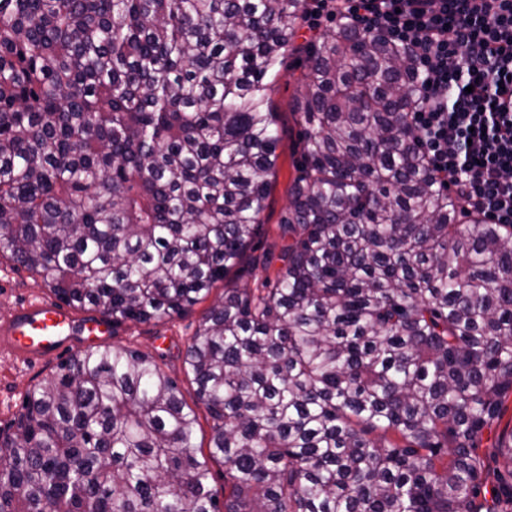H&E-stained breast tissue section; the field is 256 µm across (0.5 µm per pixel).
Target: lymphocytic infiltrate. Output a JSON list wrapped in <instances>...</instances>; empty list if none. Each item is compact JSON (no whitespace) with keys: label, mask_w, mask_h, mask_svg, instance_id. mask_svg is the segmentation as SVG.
<instances>
[{"label":"lymphocytic infiltrate","mask_w":512,"mask_h":512,"mask_svg":"<svg viewBox=\"0 0 512 512\" xmlns=\"http://www.w3.org/2000/svg\"><path fill=\"white\" fill-rule=\"evenodd\" d=\"M317 15L381 34L419 75L407 117L464 216L512 224V0H309Z\"/></svg>","instance_id":"1"}]
</instances>
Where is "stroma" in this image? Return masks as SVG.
Returning a JSON list of instances; mask_svg holds the SVG:
<instances>
[{"label":"stroma","mask_w":512,"mask_h":512,"mask_svg":"<svg viewBox=\"0 0 512 512\" xmlns=\"http://www.w3.org/2000/svg\"><path fill=\"white\" fill-rule=\"evenodd\" d=\"M305 71V57L296 54L288 57L286 64L272 84L271 101L279 115L280 143L276 174L270 196V206L263 215L262 233L254 244L255 255L270 254L269 266H256L250 274L240 278V285L256 287L265 277L274 276L280 269L278 254L283 241L278 235L277 224L289 203L288 190L298 174L299 152L295 151L299 127L292 113L299 91V79ZM222 293L213 288L208 298L196 304L190 311L150 323L125 322L115 328L109 343L115 347H127L149 353L157 358L162 368L176 377L182 387L183 397L198 416L195 445L200 454H208L212 437V422L205 407L195 397L183 365L186 346L198 329L204 312ZM54 293L39 278L0 258V321L31 302L54 300ZM73 348H65L57 355L39 361L18 359L0 351V426L6 425L19 412L23 395L38 381L48 378L59 363L73 355Z\"/></svg>","instance_id":"obj_1"}]
</instances>
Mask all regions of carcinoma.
Instances as JSON below:
<instances>
[{"mask_svg":"<svg viewBox=\"0 0 512 512\" xmlns=\"http://www.w3.org/2000/svg\"><path fill=\"white\" fill-rule=\"evenodd\" d=\"M308 0H0V257L119 325L180 316L267 208L269 92ZM282 268L224 288L184 363L97 346L0 428V512H512V225L457 223L409 142L412 57L306 50ZM224 466V499L210 462Z\"/></svg>","mask_w":512,"mask_h":512,"instance_id":"carcinoma-1","label":"carcinoma"}]
</instances>
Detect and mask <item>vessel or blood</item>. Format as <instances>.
<instances>
[{"label":"vessel or blood","mask_w":512,"mask_h":512,"mask_svg":"<svg viewBox=\"0 0 512 512\" xmlns=\"http://www.w3.org/2000/svg\"><path fill=\"white\" fill-rule=\"evenodd\" d=\"M111 333V321L78 319L54 303L33 302L0 321V349L26 359L46 358L73 340L91 345Z\"/></svg>","instance_id":"obj_1"}]
</instances>
